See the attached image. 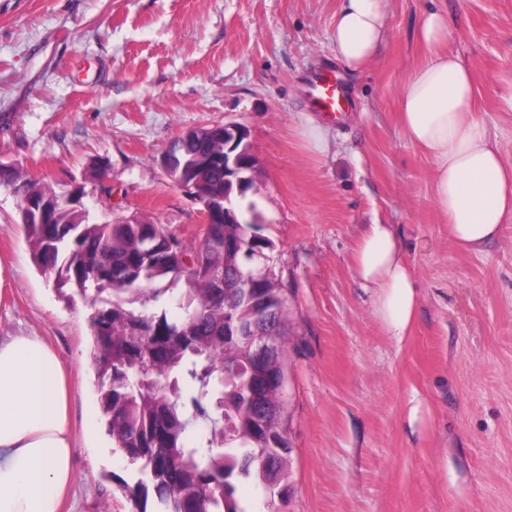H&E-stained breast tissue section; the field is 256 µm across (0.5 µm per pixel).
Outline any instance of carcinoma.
I'll return each mask as SVG.
<instances>
[{"label": "carcinoma", "mask_w": 512, "mask_h": 512, "mask_svg": "<svg viewBox=\"0 0 512 512\" xmlns=\"http://www.w3.org/2000/svg\"><path fill=\"white\" fill-rule=\"evenodd\" d=\"M166 155L186 168L166 173L198 202L217 206L189 247L162 224L93 223L80 198L65 205L51 185L0 168V186L23 189L18 223L40 271L90 303L88 323L98 379V399L116 449L137 466L134 484L120 490L137 512H248L233 479L262 492L261 512H282L289 468L265 459L290 453L288 436L254 419L255 366L228 321H252L254 301L279 300L285 340L287 306L269 252L274 243L251 224L224 223V124L189 130ZM236 238L241 251L224 254L214 244ZM254 279H236L240 269ZM165 301L179 311H150Z\"/></svg>", "instance_id": "carcinoma-1"}]
</instances>
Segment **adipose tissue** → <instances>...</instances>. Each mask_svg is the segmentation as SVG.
<instances>
[{
  "label": "adipose tissue",
  "mask_w": 512,
  "mask_h": 512,
  "mask_svg": "<svg viewBox=\"0 0 512 512\" xmlns=\"http://www.w3.org/2000/svg\"><path fill=\"white\" fill-rule=\"evenodd\" d=\"M393 0H343L331 30L336 58L350 73L377 62ZM425 47L398 90L401 128L433 164V194L452 241L480 251L512 224V162L475 110L468 68L448 47V20L428 9L416 30ZM352 264L372 290L374 315L396 342L415 321L421 291L397 227L371 224ZM73 383L41 336L0 337V512H61L74 477Z\"/></svg>",
  "instance_id": "adipose-tissue-1"
}]
</instances>
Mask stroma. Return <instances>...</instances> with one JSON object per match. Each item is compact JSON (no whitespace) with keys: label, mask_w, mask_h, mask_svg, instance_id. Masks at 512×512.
Masks as SVG:
<instances>
[{"label":"stroma","mask_w":512,"mask_h":512,"mask_svg":"<svg viewBox=\"0 0 512 512\" xmlns=\"http://www.w3.org/2000/svg\"><path fill=\"white\" fill-rule=\"evenodd\" d=\"M469 68L480 118L512 161V0H393L379 60L349 75L356 110L325 124L306 74L335 64L341 0H0V157L55 187L85 186L98 221L198 238L201 206L163 173L182 133L236 122L257 158L256 234L285 285L290 478L285 512H512V226L456 246L432 162L405 137L398 87L421 60L431 7ZM105 166V181L89 176ZM17 200L0 188V336L29 331L74 382L75 481L66 512H132L136 467L112 446L82 299L35 266ZM368 224L397 225L422 288L410 337L386 335L350 255ZM430 410L404 423L408 401Z\"/></svg>","instance_id":"obj_1"}]
</instances>
